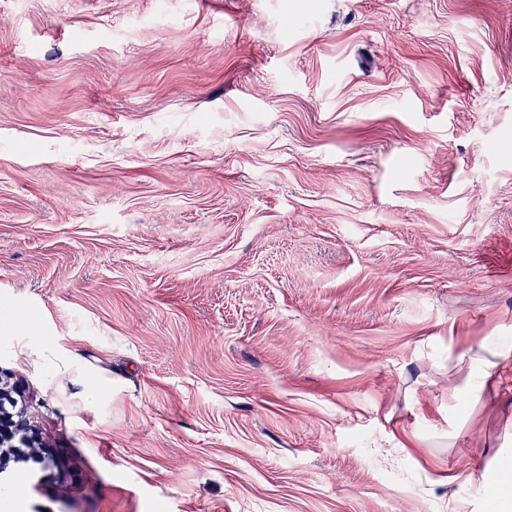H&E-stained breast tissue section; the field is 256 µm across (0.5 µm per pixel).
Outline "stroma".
Segmentation results:
<instances>
[{
  "instance_id": "obj_1",
  "label": "stroma",
  "mask_w": 512,
  "mask_h": 512,
  "mask_svg": "<svg viewBox=\"0 0 512 512\" xmlns=\"http://www.w3.org/2000/svg\"><path fill=\"white\" fill-rule=\"evenodd\" d=\"M0 310L12 512H486L512 0H0ZM483 351L466 352L459 358L460 362H466L469 375L473 380L466 391L448 389V394L454 399H464L467 396L476 397L481 391L486 380L498 372L503 366L512 364V347L484 348ZM486 353V354H485ZM16 388L3 381L0 372V473L12 471L10 464L23 463L21 448H29L37 453L40 462L49 466L53 459L47 453L35 451L33 425L25 408L17 409V401L12 395Z\"/></svg>"
}]
</instances>
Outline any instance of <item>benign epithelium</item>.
Returning a JSON list of instances; mask_svg holds the SVG:
<instances>
[{"label": "benign epithelium", "mask_w": 512, "mask_h": 512, "mask_svg": "<svg viewBox=\"0 0 512 512\" xmlns=\"http://www.w3.org/2000/svg\"><path fill=\"white\" fill-rule=\"evenodd\" d=\"M14 387L0 377V473L22 463V449H34L33 425L24 408L17 407Z\"/></svg>", "instance_id": "7a95c632"}]
</instances>
